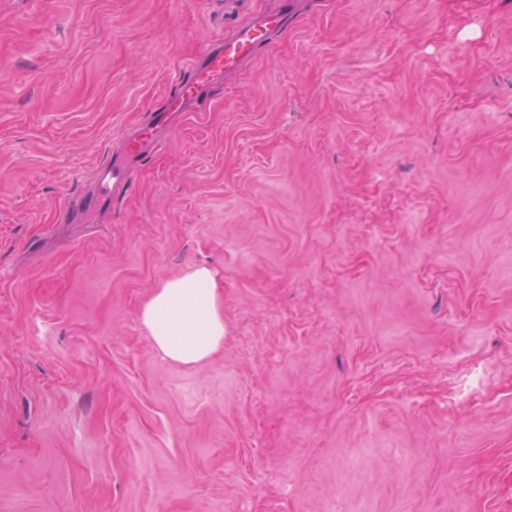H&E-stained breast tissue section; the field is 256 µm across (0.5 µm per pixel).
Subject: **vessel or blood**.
Instances as JSON below:
<instances>
[{"instance_id": "obj_1", "label": "vessel or blood", "mask_w": 512, "mask_h": 512, "mask_svg": "<svg viewBox=\"0 0 512 512\" xmlns=\"http://www.w3.org/2000/svg\"><path fill=\"white\" fill-rule=\"evenodd\" d=\"M292 9L291 0H280L276 12L242 21L231 37L203 45L190 78L181 83L178 94L168 100L165 110L151 114V124H162L168 113L183 111L188 105L195 103L202 92L224 71L254 55L260 45L268 43L271 36L287 24ZM130 177L129 168L113 165L102 167L97 174V192L81 199V207L87 211L97 209L126 188Z\"/></svg>"}]
</instances>
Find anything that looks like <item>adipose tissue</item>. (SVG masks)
<instances>
[{
	"mask_svg": "<svg viewBox=\"0 0 512 512\" xmlns=\"http://www.w3.org/2000/svg\"><path fill=\"white\" fill-rule=\"evenodd\" d=\"M163 360L199 364L224 343V316L212 270L195 266L163 280L138 313Z\"/></svg>",
	"mask_w": 512,
	"mask_h": 512,
	"instance_id": "adipose-tissue-1",
	"label": "adipose tissue"
}]
</instances>
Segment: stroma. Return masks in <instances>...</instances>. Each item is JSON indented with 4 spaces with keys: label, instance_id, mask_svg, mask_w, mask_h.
I'll use <instances>...</instances> for the list:
<instances>
[{
    "label": "stroma",
    "instance_id": "35a3bbf8",
    "mask_svg": "<svg viewBox=\"0 0 512 512\" xmlns=\"http://www.w3.org/2000/svg\"><path fill=\"white\" fill-rule=\"evenodd\" d=\"M0 0V512H512V0ZM205 264L207 361L138 319ZM292 9L293 3L290 0H281L276 12L242 21L231 37L203 45L191 77L181 83L178 94L168 100L163 111L151 114L149 124H162L167 119V113L182 112L188 105L194 104L225 70L234 68L241 60L254 55L260 45L268 44L271 36L288 23ZM131 177V169L126 167L105 166L97 174L98 190L95 194L81 199L79 205L84 210H95L110 197H115L126 188Z\"/></svg>",
    "mask_w": 512,
    "mask_h": 512
}]
</instances>
